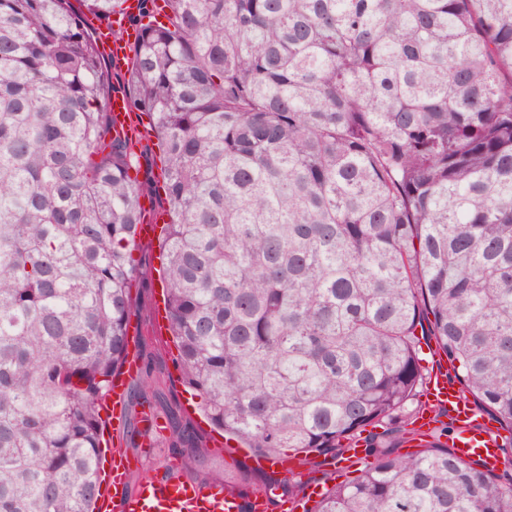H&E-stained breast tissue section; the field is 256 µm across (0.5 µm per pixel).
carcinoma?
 <instances>
[{
	"label": "carcinoma",
	"instance_id": "cac0c4a2",
	"mask_svg": "<svg viewBox=\"0 0 512 512\" xmlns=\"http://www.w3.org/2000/svg\"><path fill=\"white\" fill-rule=\"evenodd\" d=\"M80 2L0 0V512H97L160 189L168 330L215 428L309 471L362 440L369 467L307 512H512L509 473L408 409L433 343L512 431V0H140L117 88L86 15L123 0ZM114 93L162 185L130 176ZM243 481L305 497L300 473ZM108 110L114 135L123 136L127 134L134 139L143 136L142 127L132 119L128 110V103L121 95H113ZM128 358L121 372L114 375L112 385L107 398L100 403L99 412L102 419L112 424V429H116L122 424V412L128 383L137 372V362L130 351L128 344Z\"/></svg>",
	"mask_w": 512,
	"mask_h": 512
}]
</instances>
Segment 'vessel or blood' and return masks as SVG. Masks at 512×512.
Here are the masks:
<instances>
[{"instance_id":"vessel-or-blood-1","label":"vessel or blood","mask_w":512,"mask_h":512,"mask_svg":"<svg viewBox=\"0 0 512 512\" xmlns=\"http://www.w3.org/2000/svg\"><path fill=\"white\" fill-rule=\"evenodd\" d=\"M137 12L138 0H124L110 23L96 26L101 46L114 64H124L128 44L136 39L137 32L130 27L129 18ZM119 28L124 29L125 40L113 39V30ZM109 113L114 134L141 137V127L132 119L126 99L113 96L109 102ZM136 372L135 358H127L122 371L114 375L107 398L100 404L102 419L112 426L122 423L128 383ZM440 409L447 412L456 425L457 434L450 443L455 455L467 462H479L486 470L498 471L503 459L498 429L493 420L478 412L447 374L437 371L431 373L424 389L421 409L414 421L415 430L430 431ZM129 471L128 458L119 451H111L108 470L100 484L99 512H269L270 509L265 497L244 499L225 490L219 482L200 484L188 481L172 465L144 478L132 491L126 486Z\"/></svg>"}]
</instances>
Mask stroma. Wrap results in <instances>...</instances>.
<instances>
[{
    "label": "stroma",
    "instance_id": "1",
    "mask_svg": "<svg viewBox=\"0 0 512 512\" xmlns=\"http://www.w3.org/2000/svg\"><path fill=\"white\" fill-rule=\"evenodd\" d=\"M134 256L139 261L140 273L131 289L133 305L129 323L141 328L138 339L140 371L134 381L147 387L148 391L156 392L160 400L159 411L176 417L183 429L197 437L205 456V466L188 472V479L198 482L223 475L238 477L243 470L253 469L252 459L246 451L238 448L236 441L225 440L212 432L198 410L189 407L190 396L180 382L175 364L177 349L169 331L156 328V306L162 300L158 249L156 245L146 243L135 251ZM147 440L148 434L143 423L137 422L132 416L112 434L113 446L128 456L144 452L149 455L144 468L131 471L130 477L135 482L162 471L167 460L179 454L178 447L172 443L169 435L159 437L151 449L146 446Z\"/></svg>",
    "mask_w": 512,
    "mask_h": 512
}]
</instances>
